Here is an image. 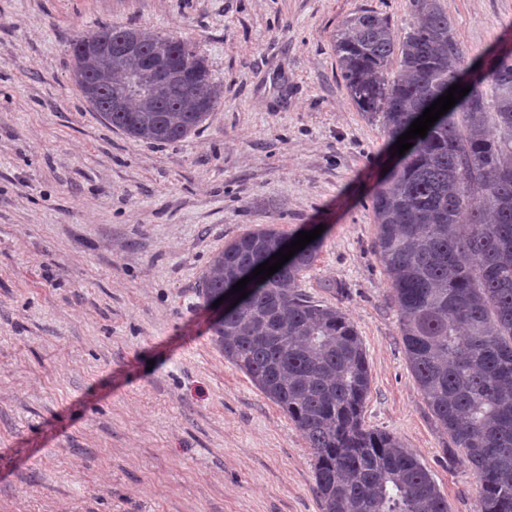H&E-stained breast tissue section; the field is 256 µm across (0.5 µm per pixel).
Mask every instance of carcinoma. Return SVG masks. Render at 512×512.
Masks as SVG:
<instances>
[{
	"instance_id": "obj_1",
	"label": "carcinoma",
	"mask_w": 512,
	"mask_h": 512,
	"mask_svg": "<svg viewBox=\"0 0 512 512\" xmlns=\"http://www.w3.org/2000/svg\"><path fill=\"white\" fill-rule=\"evenodd\" d=\"M410 6L418 23L401 38L388 18L363 11L334 39L350 96L392 142L465 62L446 0ZM129 34L143 55L100 49ZM72 50L85 100L134 140H182L222 104V86L187 40L105 26ZM145 56L176 57L187 82L160 80ZM116 101L124 111L110 110ZM411 142L372 195L375 249L408 365L452 449L479 477L480 512H512V54L489 61L468 94ZM289 241L261 227L225 244L202 274L204 300L216 302ZM319 247L316 239L271 277L248 282L247 297L215 323V344L302 433L321 512H448L417 456L362 425L371 378L358 331L298 288Z\"/></svg>"
}]
</instances>
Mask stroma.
<instances>
[{
	"label": "stroma",
	"instance_id": "1",
	"mask_svg": "<svg viewBox=\"0 0 512 512\" xmlns=\"http://www.w3.org/2000/svg\"><path fill=\"white\" fill-rule=\"evenodd\" d=\"M447 3L467 64L512 52V0ZM364 10L400 36L416 21L409 0H0V512H321L311 449L200 295L214 252L266 225L322 226L299 287L358 331L364 428L416 454L448 512H478L374 249L394 159L333 49ZM128 24L190 40L224 87L181 141L129 138L72 79L75 35Z\"/></svg>",
	"mask_w": 512,
	"mask_h": 512
}]
</instances>
